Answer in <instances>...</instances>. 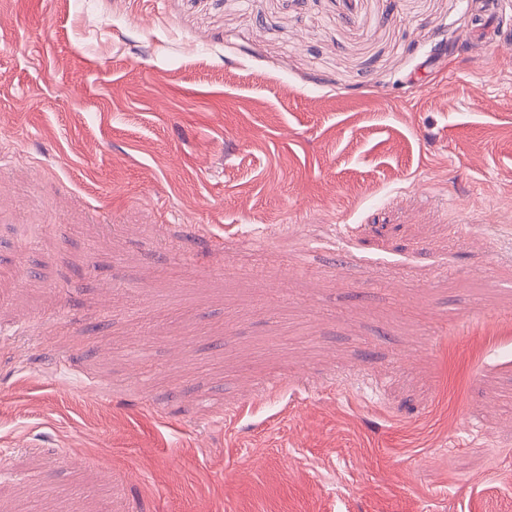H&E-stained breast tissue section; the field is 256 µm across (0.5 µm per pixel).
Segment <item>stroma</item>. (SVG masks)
I'll return each instance as SVG.
<instances>
[{
	"instance_id": "35a3bbf8",
	"label": "stroma",
	"mask_w": 512,
	"mask_h": 512,
	"mask_svg": "<svg viewBox=\"0 0 512 512\" xmlns=\"http://www.w3.org/2000/svg\"><path fill=\"white\" fill-rule=\"evenodd\" d=\"M473 16L0 0V512H512Z\"/></svg>"
}]
</instances>
